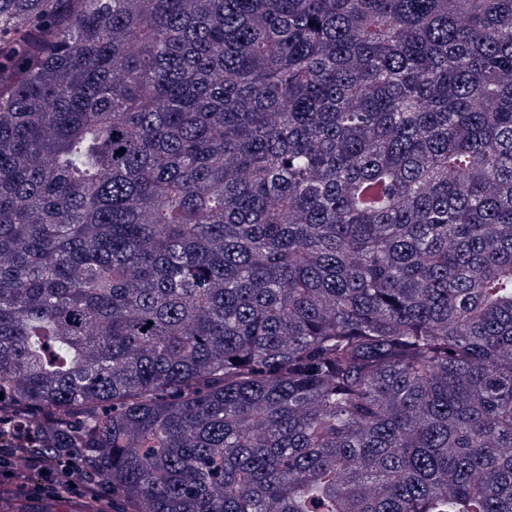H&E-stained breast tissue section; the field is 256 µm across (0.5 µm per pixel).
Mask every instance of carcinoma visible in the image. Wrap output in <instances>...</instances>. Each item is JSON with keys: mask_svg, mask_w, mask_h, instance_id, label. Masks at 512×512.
Listing matches in <instances>:
<instances>
[{"mask_svg": "<svg viewBox=\"0 0 512 512\" xmlns=\"http://www.w3.org/2000/svg\"><path fill=\"white\" fill-rule=\"evenodd\" d=\"M0 392L75 512H512V0H0Z\"/></svg>", "mask_w": 512, "mask_h": 512, "instance_id": "1", "label": "carcinoma"}]
</instances>
